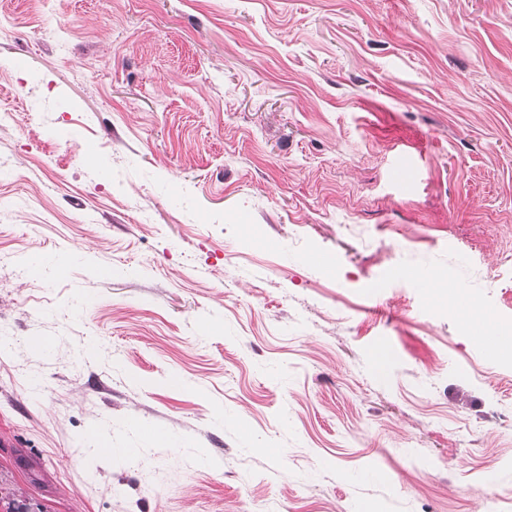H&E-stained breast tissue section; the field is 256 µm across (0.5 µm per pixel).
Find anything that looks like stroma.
Wrapping results in <instances>:
<instances>
[{"label":"stroma","mask_w":512,"mask_h":512,"mask_svg":"<svg viewBox=\"0 0 512 512\" xmlns=\"http://www.w3.org/2000/svg\"><path fill=\"white\" fill-rule=\"evenodd\" d=\"M410 269L512 326V0H0V512H512ZM414 277L418 279L421 277L419 284L425 289L426 295L430 301H434L438 296V291L441 288H446L448 284V291L441 293V297L446 296L448 303L454 302L461 294V289L452 281L448 280L447 271L433 270L424 273L418 272L414 274Z\"/></svg>","instance_id":"1"}]
</instances>
